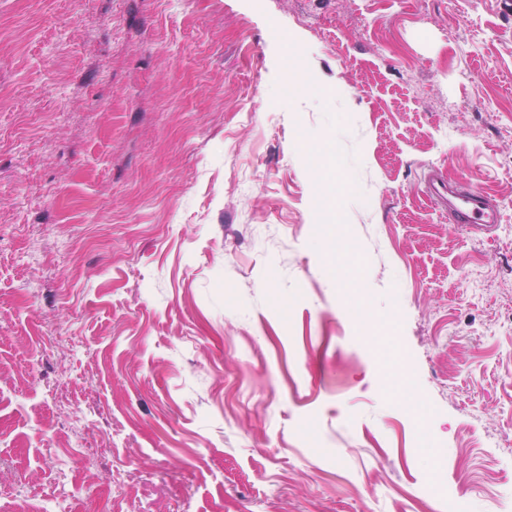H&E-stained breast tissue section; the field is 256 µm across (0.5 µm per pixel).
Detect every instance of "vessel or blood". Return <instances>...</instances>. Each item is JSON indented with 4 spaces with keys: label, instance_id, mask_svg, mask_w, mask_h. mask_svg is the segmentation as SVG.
<instances>
[{
    "label": "vessel or blood",
    "instance_id": "b4317fda",
    "mask_svg": "<svg viewBox=\"0 0 512 512\" xmlns=\"http://www.w3.org/2000/svg\"><path fill=\"white\" fill-rule=\"evenodd\" d=\"M424 192L438 204L447 205L450 223L490 230L502 220L499 206L476 183L463 181L450 187L443 179L432 178L425 182Z\"/></svg>",
    "mask_w": 512,
    "mask_h": 512
}]
</instances>
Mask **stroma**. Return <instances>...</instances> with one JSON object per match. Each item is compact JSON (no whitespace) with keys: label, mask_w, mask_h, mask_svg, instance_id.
Here are the masks:
<instances>
[{"label":"stroma","mask_w":512,"mask_h":512,"mask_svg":"<svg viewBox=\"0 0 512 512\" xmlns=\"http://www.w3.org/2000/svg\"><path fill=\"white\" fill-rule=\"evenodd\" d=\"M429 166L502 223L449 224ZM437 483L512 512L498 0H0V512H439Z\"/></svg>","instance_id":"obj_1"}]
</instances>
